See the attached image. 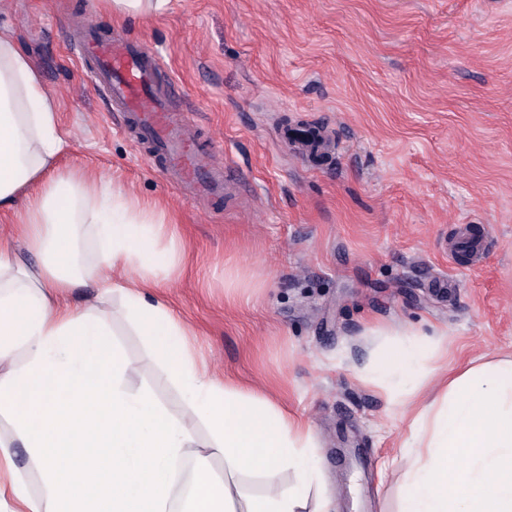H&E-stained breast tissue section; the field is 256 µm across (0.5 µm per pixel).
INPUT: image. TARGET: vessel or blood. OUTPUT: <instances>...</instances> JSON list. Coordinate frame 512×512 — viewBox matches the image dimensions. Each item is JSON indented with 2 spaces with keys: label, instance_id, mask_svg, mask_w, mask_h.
I'll list each match as a JSON object with an SVG mask.
<instances>
[{
  "label": "vessel or blood",
  "instance_id": "vessel-or-blood-1",
  "mask_svg": "<svg viewBox=\"0 0 512 512\" xmlns=\"http://www.w3.org/2000/svg\"><path fill=\"white\" fill-rule=\"evenodd\" d=\"M74 42L91 59L88 81L107 96L114 111L123 113L127 129L147 147L154 166L187 185L194 197L223 198L224 160L200 153L189 113L173 109L183 89L171 79L160 82L158 56L148 48L131 46L119 35L101 34L89 18Z\"/></svg>",
  "mask_w": 512,
  "mask_h": 512
}]
</instances>
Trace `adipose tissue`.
<instances>
[{"instance_id": "ef3b65f1", "label": "adipose tissue", "mask_w": 512, "mask_h": 512, "mask_svg": "<svg viewBox=\"0 0 512 512\" xmlns=\"http://www.w3.org/2000/svg\"><path fill=\"white\" fill-rule=\"evenodd\" d=\"M170 3L95 0V9L126 21L162 16ZM58 121L36 62L0 32V215L37 259L21 261L0 238V512H173L184 463L192 476L181 512H304L320 482L312 427L271 393L199 368L191 328L159 293L180 258L165 242L163 208L119 183L59 171ZM84 223L95 227L89 251ZM116 296L187 409L140 379L114 336ZM442 344L407 340L368 374L385 386L398 361L439 380L431 399L402 411L401 445L422 457L404 474L399 512H512V358L450 370L437 362ZM20 449L39 493L15 463ZM284 470L291 485L243 493L241 476Z\"/></svg>"}]
</instances>
